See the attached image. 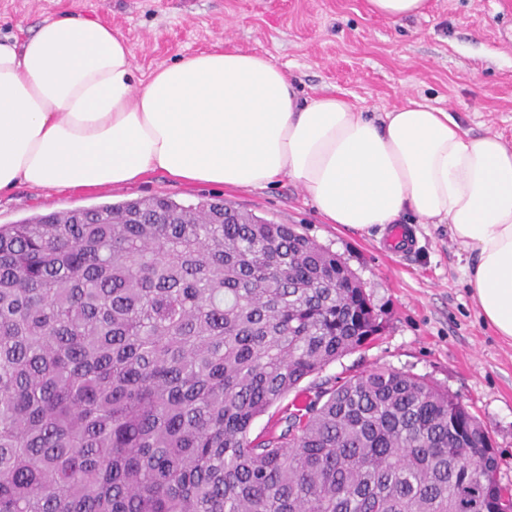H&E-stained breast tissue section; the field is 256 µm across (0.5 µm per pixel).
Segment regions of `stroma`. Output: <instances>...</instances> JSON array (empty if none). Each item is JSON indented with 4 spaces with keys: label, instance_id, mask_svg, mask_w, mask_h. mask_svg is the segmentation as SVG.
Listing matches in <instances>:
<instances>
[{
    "label": "stroma",
    "instance_id": "1",
    "mask_svg": "<svg viewBox=\"0 0 512 512\" xmlns=\"http://www.w3.org/2000/svg\"><path fill=\"white\" fill-rule=\"evenodd\" d=\"M426 15L393 22L364 0H0V35L32 31L77 15L126 38L140 75L215 47L269 57L300 97L346 95L372 112L413 98L452 112L463 130L498 133L512 145V0H429ZM153 196L186 204L219 196L342 256L384 329L368 348L328 365L305 386L374 367L414 374L448 389L488 428L500 455L498 478L512 485V340L479 315L467 285L466 252L447 225L410 215L414 237L402 254L380 229L324 223L306 192L283 179L264 189H227L156 172L124 187L37 189L0 196V224L35 214Z\"/></svg>",
    "mask_w": 512,
    "mask_h": 512
}]
</instances>
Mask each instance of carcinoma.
<instances>
[{
  "instance_id": "obj_1",
  "label": "carcinoma",
  "mask_w": 512,
  "mask_h": 512,
  "mask_svg": "<svg viewBox=\"0 0 512 512\" xmlns=\"http://www.w3.org/2000/svg\"><path fill=\"white\" fill-rule=\"evenodd\" d=\"M378 319L340 257L222 199L0 225V512H512L486 427L402 371L251 436Z\"/></svg>"
}]
</instances>
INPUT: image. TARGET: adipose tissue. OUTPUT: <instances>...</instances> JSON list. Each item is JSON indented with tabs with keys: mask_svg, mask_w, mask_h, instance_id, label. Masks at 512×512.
<instances>
[{
	"mask_svg": "<svg viewBox=\"0 0 512 512\" xmlns=\"http://www.w3.org/2000/svg\"><path fill=\"white\" fill-rule=\"evenodd\" d=\"M155 172L245 189L288 179L326 223L359 230L408 213L447 223L480 317L512 340V147L497 133L469 135L412 99L387 112L303 99L271 59L239 50L142 77L120 32L79 16L0 37V195Z\"/></svg>",
	"mask_w": 512,
	"mask_h": 512,
	"instance_id": "ef3b65f1",
	"label": "adipose tissue"
}]
</instances>
